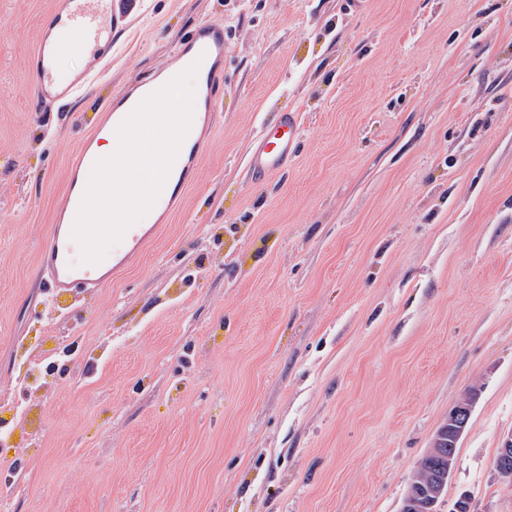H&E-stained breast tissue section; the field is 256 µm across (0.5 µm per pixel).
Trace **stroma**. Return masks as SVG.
I'll return each mask as SVG.
<instances>
[{"label":"stroma","mask_w":512,"mask_h":512,"mask_svg":"<svg viewBox=\"0 0 512 512\" xmlns=\"http://www.w3.org/2000/svg\"><path fill=\"white\" fill-rule=\"evenodd\" d=\"M114 0L128 25L59 103L28 60L55 0H0V512H400L478 386L437 512H512V0ZM220 20L212 147L96 297L38 252L126 86ZM297 112L260 185L251 136ZM302 145L298 114L285 109L277 126H262L251 137L248 151V168L255 182L285 171L298 156Z\"/></svg>","instance_id":"obj_1"}]
</instances>
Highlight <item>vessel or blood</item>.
<instances>
[{
	"label": "vessel or blood",
	"mask_w": 512,
	"mask_h": 512,
	"mask_svg": "<svg viewBox=\"0 0 512 512\" xmlns=\"http://www.w3.org/2000/svg\"><path fill=\"white\" fill-rule=\"evenodd\" d=\"M125 23L123 15L113 12L112 0H57L48 29L29 61L37 97L62 100L78 91L95 75L98 65L111 51L113 30ZM78 47L88 53V67L70 80H60V60ZM227 50L223 22L207 21L198 25L174 47L171 67L161 70L151 81L118 95L106 113L98 117L92 135L82 140L70 161L67 190L58 204L57 221L40 251V272L53 294L93 295L109 281V274L94 272L90 265L80 263L79 249L71 239L80 200L91 168L99 157L97 147L103 137H115L118 125L145 96L196 61L200 67L196 76L192 125L154 205L155 211L164 214L179 207L181 197L197 173L204 149L202 133L212 126L216 118L215 95L224 82ZM301 145L297 113L283 110L277 126L261 127L251 137L247 160L254 181L259 182L271 174L287 170ZM153 233V228L135 223L127 230L121 243L110 250V257L116 264H125L144 248Z\"/></svg>",
	"instance_id": "obj_1"
}]
</instances>
